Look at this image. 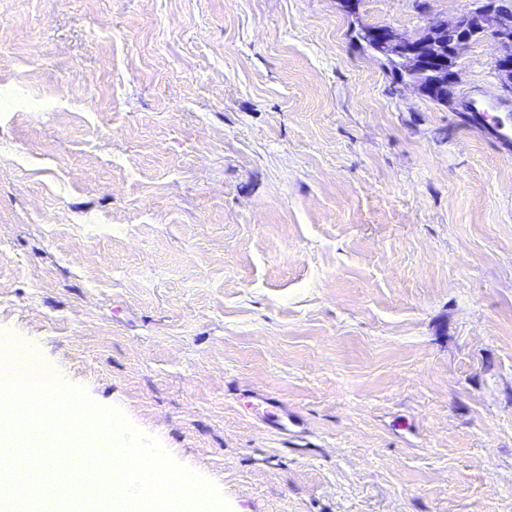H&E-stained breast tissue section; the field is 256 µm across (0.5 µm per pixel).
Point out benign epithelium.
I'll return each mask as SVG.
<instances>
[{"instance_id":"7a95c632","label":"benign epithelium","mask_w":512,"mask_h":512,"mask_svg":"<svg viewBox=\"0 0 512 512\" xmlns=\"http://www.w3.org/2000/svg\"><path fill=\"white\" fill-rule=\"evenodd\" d=\"M363 32L370 44L387 56L399 57L408 79L401 83L430 100L451 105L460 82L458 61L475 37L490 38L499 45L493 61L502 86L512 91V12L483 4L451 20H439L415 35H406L389 25H366Z\"/></svg>"}]
</instances>
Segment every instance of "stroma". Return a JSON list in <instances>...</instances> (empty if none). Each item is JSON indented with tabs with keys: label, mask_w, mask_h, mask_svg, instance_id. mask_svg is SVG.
Masks as SVG:
<instances>
[{
	"label": "stroma",
	"mask_w": 512,
	"mask_h": 512,
	"mask_svg": "<svg viewBox=\"0 0 512 512\" xmlns=\"http://www.w3.org/2000/svg\"><path fill=\"white\" fill-rule=\"evenodd\" d=\"M479 3L0 0V335L229 512H512L498 47L449 108L355 39Z\"/></svg>",
	"instance_id": "stroma-1"
}]
</instances>
